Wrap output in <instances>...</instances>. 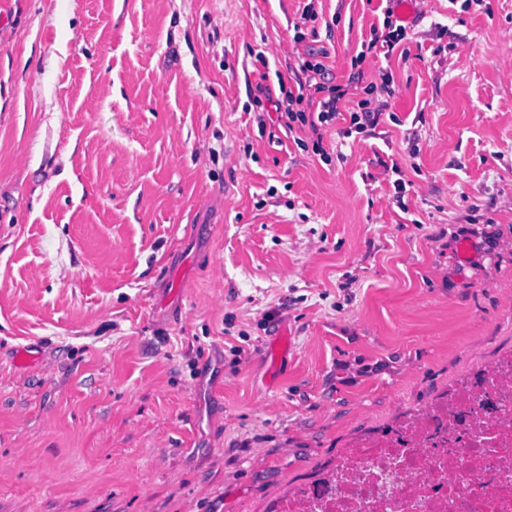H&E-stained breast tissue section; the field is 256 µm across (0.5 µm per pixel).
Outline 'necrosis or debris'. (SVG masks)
<instances>
[{
    "mask_svg": "<svg viewBox=\"0 0 512 512\" xmlns=\"http://www.w3.org/2000/svg\"><path fill=\"white\" fill-rule=\"evenodd\" d=\"M274 512H512V357L390 434L352 442Z\"/></svg>",
    "mask_w": 512,
    "mask_h": 512,
    "instance_id": "obj_1",
    "label": "necrosis or debris"
}]
</instances>
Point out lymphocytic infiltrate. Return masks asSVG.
Listing matches in <instances>:
<instances>
[{
  "label": "lymphocytic infiltrate",
  "instance_id": "lymphocytic-infiltrate-1",
  "mask_svg": "<svg viewBox=\"0 0 512 512\" xmlns=\"http://www.w3.org/2000/svg\"><path fill=\"white\" fill-rule=\"evenodd\" d=\"M319 12L314 0L304 5L300 19L293 26L294 44L303 45L292 67L291 86L280 89L281 97L275 107L277 120L288 131L310 130L314 136L312 149L322 160H329L321 138L322 131L332 127L338 120H345L344 136L365 133L379 121V111L371 105V97L377 92H390L393 75L381 71L379 82H365L363 65L367 58L391 56L407 36L404 26L398 25L392 8H384L383 22L370 28V37L361 44L360 51L350 59V72L345 83H338L320 53L305 48L310 24L316 23Z\"/></svg>",
  "mask_w": 512,
  "mask_h": 512
}]
</instances>
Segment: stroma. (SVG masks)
I'll use <instances>...</instances> for the list:
<instances>
[{"instance_id": "1", "label": "stroma", "mask_w": 512, "mask_h": 512, "mask_svg": "<svg viewBox=\"0 0 512 512\" xmlns=\"http://www.w3.org/2000/svg\"><path fill=\"white\" fill-rule=\"evenodd\" d=\"M302 6L0 0V512H269L512 354V0L405 20L328 164L258 124Z\"/></svg>"}]
</instances>
